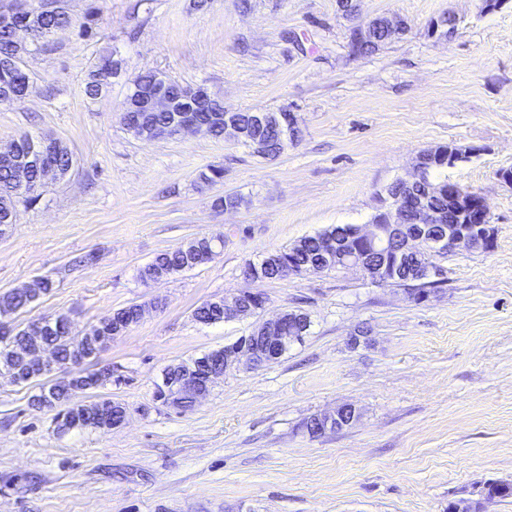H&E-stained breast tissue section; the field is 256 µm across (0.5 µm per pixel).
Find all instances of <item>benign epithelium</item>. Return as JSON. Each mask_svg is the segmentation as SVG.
<instances>
[{"instance_id": "7a95c632", "label": "benign epithelium", "mask_w": 512, "mask_h": 512, "mask_svg": "<svg viewBox=\"0 0 512 512\" xmlns=\"http://www.w3.org/2000/svg\"><path fill=\"white\" fill-rule=\"evenodd\" d=\"M54 7L49 0H44L36 8L29 9L25 19V28L20 30L17 48L14 54L0 64L14 67L25 64L30 48L37 41L52 34V30L42 25V12ZM342 17L356 21L351 30V52L355 57L362 56L361 48L378 40L383 33H395L402 26V20L396 15H375L360 18L359 0H354L353 7ZM458 32V19L453 13L431 21L429 33L433 37L449 40ZM170 78L162 72L155 73L148 105L153 112H170L172 118L164 127L144 126L130 130L135 138L143 141L174 137L184 133L204 134L206 130L189 121L187 116L175 111V101L168 93ZM255 123L260 127L273 128L281 133L283 140L290 143L299 136L298 116L289 108L277 111L258 109L254 114ZM224 138L242 141L251 147L255 154L264 157L268 150L263 142L252 137L237 121L230 111L224 113ZM62 143L48 137L29 141V149L20 157L13 151L0 153V159L11 164L13 183L17 190L35 192L47 181L58 179L68 173L48 162V154L54 146ZM471 156L470 150L455 143L440 145L424 150L416 157L412 171L396 178L385 190L384 206L367 225L344 224L336 228V236L323 242V260L311 266V272L322 273L340 260L345 268H355L369 275L374 265L358 251H342V246L358 239L377 250H386L390 244L412 233L415 242L422 247L421 261L408 267L404 255L395 253L393 272L406 273L415 279L433 280L441 275V270L432 261L440 250L450 253L457 251H488L494 246L495 228L491 224L490 211L485 198L477 192L463 189L460 184L448 182V210L454 212L457 223L441 224L438 214L426 204L413 197L397 194L399 188H411L428 182L429 172L437 167H452L464 162ZM37 170L40 177L31 178V172ZM220 242H209L203 236H195L180 246L182 252L189 256L195 265L210 261ZM45 278H39L29 284L0 293V323L10 324V316L18 310L19 299L36 303L47 294L44 288ZM255 289H245L231 297L210 299L203 307L214 309L222 319L228 321L251 316L264 309V304H256L253 299ZM149 308L134 305L131 318H112V323L100 322L80 333L73 331L70 316L58 313L53 317L35 319L20 332L21 340L11 336L0 340L8 343V365L0 369V376L7 375L13 384H21L33 377H45L54 385L46 393L45 399L57 403H66L59 421L66 429L93 427L109 430L122 425L126 417L109 420L107 407L97 401L90 404L73 401L74 392L100 386L101 379L112 374V369L89 367L87 363L99 358L100 354L112 343V340L127 332L131 326L139 323ZM307 319L301 315L279 314L260 322L249 335L221 349L208 353V356L195 358L169 366L163 375L162 404L179 411L196 405L206 397L216 380L227 371L245 366L258 369L272 363L288 345L303 339L307 331ZM58 331H67L68 346L66 355L45 339ZM359 417L357 408L352 404H342L335 410L315 415L318 428L308 432L311 437H318L328 432L342 430L352 426Z\"/></svg>"}]
</instances>
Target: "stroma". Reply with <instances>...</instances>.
<instances>
[{"label": "stroma", "mask_w": 512, "mask_h": 512, "mask_svg": "<svg viewBox=\"0 0 512 512\" xmlns=\"http://www.w3.org/2000/svg\"><path fill=\"white\" fill-rule=\"evenodd\" d=\"M69 0L70 26L30 56V95L0 105V146L20 135L63 142L74 164L38 204L0 228V292L51 277L15 324L70 313L83 330L161 299L98 363L114 381L77 401L124 404L121 427L57 432L29 405L38 385L0 383V512H446L489 481L512 482V0H362L408 33L377 54L350 52L336 0ZM98 9L97 25L86 14ZM455 14L451 40L428 33ZM124 64L97 99L100 56ZM148 70L205 86L226 108H289L302 136L276 159L233 140L135 139L126 88ZM469 161L440 169L480 193L495 228L488 252L440 259L434 296L378 286L354 270L265 281L267 315L308 314L303 341L274 363L227 371L194 409L154 393L170 364L248 335L255 318L205 325L203 301L245 288L242 270L337 224H366L386 187L428 148ZM210 166L224 180L203 185ZM241 195L234 212L218 197ZM218 235L214 259L157 284L140 269L189 239ZM369 327L368 341L350 346ZM351 403L349 428L309 437L302 421ZM121 70V65L118 67L114 76L112 73V57H103L96 63L93 68L88 72L85 83V94L90 99H96L100 95V87L104 82L117 76Z\"/></svg>", "instance_id": "35a3bbf8"}]
</instances>
